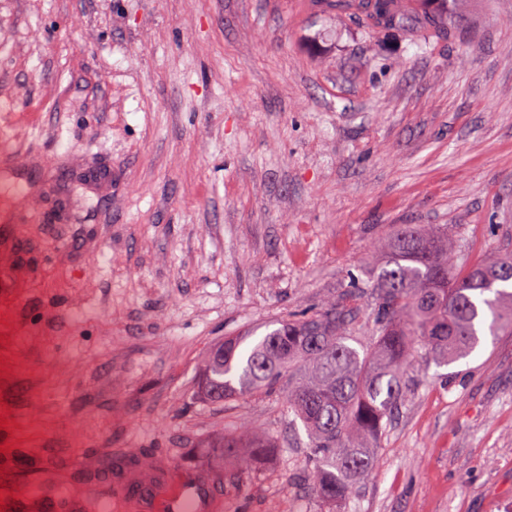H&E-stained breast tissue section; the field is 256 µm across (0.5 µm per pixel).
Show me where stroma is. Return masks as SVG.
I'll return each instance as SVG.
<instances>
[{
	"label": "stroma",
	"instance_id": "obj_1",
	"mask_svg": "<svg viewBox=\"0 0 512 512\" xmlns=\"http://www.w3.org/2000/svg\"><path fill=\"white\" fill-rule=\"evenodd\" d=\"M419 48L310 0H0V492L203 473L224 512H320L283 398L193 395L227 336L352 308L395 224L512 251V0H450ZM411 387L343 512H512V330ZM277 448L251 473L212 440Z\"/></svg>",
	"mask_w": 512,
	"mask_h": 512
}]
</instances>
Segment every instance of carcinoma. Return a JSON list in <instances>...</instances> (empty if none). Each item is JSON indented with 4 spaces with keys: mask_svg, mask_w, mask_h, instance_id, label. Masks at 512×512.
<instances>
[{
    "mask_svg": "<svg viewBox=\"0 0 512 512\" xmlns=\"http://www.w3.org/2000/svg\"><path fill=\"white\" fill-rule=\"evenodd\" d=\"M393 0H361L379 31L410 32L409 15ZM375 336L363 351L349 344L350 312L330 305L313 317L289 318L251 347L228 336L199 370L198 393L212 400L270 392L288 380L285 404L300 422L314 464L313 491L335 506L372 473L375 446L407 388L411 353L421 348L440 366L469 357L483 331L512 328V253L467 266L462 250L438 224H398L380 244L371 270ZM240 458L247 471L275 442L247 427L212 444Z\"/></svg>",
    "mask_w": 512,
    "mask_h": 512,
    "instance_id": "carcinoma-1",
    "label": "carcinoma"
}]
</instances>
